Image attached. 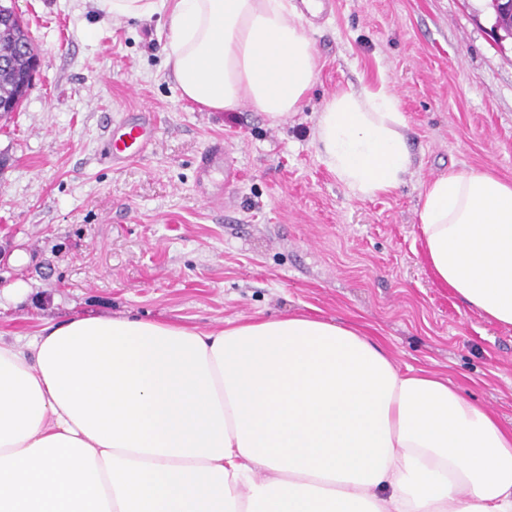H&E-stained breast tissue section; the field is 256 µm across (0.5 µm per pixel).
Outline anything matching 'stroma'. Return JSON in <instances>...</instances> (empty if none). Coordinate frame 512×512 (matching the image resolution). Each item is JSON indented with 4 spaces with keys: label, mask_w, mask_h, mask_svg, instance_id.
I'll list each match as a JSON object with an SVG mask.
<instances>
[{
    "label": "stroma",
    "mask_w": 512,
    "mask_h": 512,
    "mask_svg": "<svg viewBox=\"0 0 512 512\" xmlns=\"http://www.w3.org/2000/svg\"><path fill=\"white\" fill-rule=\"evenodd\" d=\"M40 66L0 118V336L77 315L139 316L201 330L316 311L362 324L397 364L448 374L512 422V327L438 285L424 256L421 192L448 168L512 181V40L487 0H332L304 24L319 78L280 125L243 104L181 98L165 65L166 14L106 18L93 0H16ZM387 80L407 118L412 166L395 191L346 192L313 141L341 89ZM157 123L142 158L112 167L114 122ZM222 143L240 177L206 201L199 162ZM20 263H9L14 252Z\"/></svg>",
    "instance_id": "stroma-1"
}]
</instances>
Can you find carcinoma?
Listing matches in <instances>:
<instances>
[{"mask_svg": "<svg viewBox=\"0 0 512 512\" xmlns=\"http://www.w3.org/2000/svg\"><path fill=\"white\" fill-rule=\"evenodd\" d=\"M495 26L503 37L512 40V17L501 10L497 0H489ZM37 50L27 29L19 20L0 25V113L18 110L31 84V61Z\"/></svg>", "mask_w": 512, "mask_h": 512, "instance_id": "1", "label": "carcinoma"}]
</instances>
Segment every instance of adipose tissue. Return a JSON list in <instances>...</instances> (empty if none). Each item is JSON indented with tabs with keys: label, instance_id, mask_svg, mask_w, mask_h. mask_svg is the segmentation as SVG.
<instances>
[{
	"label": "adipose tissue",
	"instance_id": "ef3b65f1",
	"mask_svg": "<svg viewBox=\"0 0 512 512\" xmlns=\"http://www.w3.org/2000/svg\"><path fill=\"white\" fill-rule=\"evenodd\" d=\"M166 13L184 100L295 114L320 61L293 0H96ZM387 85L317 116L349 195L398 189L412 160ZM438 282L512 326V182L449 170L422 190ZM0 512H512V427L437 372L400 368L361 328L303 312L202 331L74 316L0 338Z\"/></svg>",
	"mask_w": 512,
	"mask_h": 512
}]
</instances>
